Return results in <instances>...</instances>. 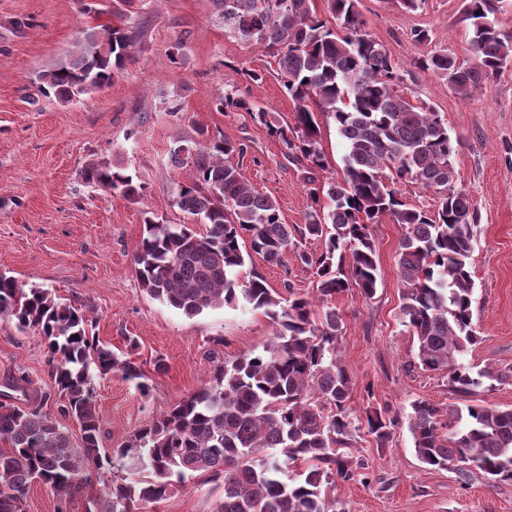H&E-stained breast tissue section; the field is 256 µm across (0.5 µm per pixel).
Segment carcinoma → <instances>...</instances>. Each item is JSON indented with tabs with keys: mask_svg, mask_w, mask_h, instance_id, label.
I'll use <instances>...</instances> for the list:
<instances>
[{
	"mask_svg": "<svg viewBox=\"0 0 512 512\" xmlns=\"http://www.w3.org/2000/svg\"><path fill=\"white\" fill-rule=\"evenodd\" d=\"M214 3L226 28L272 51L295 105L294 124H275L244 99L222 96L216 107L251 113L297 160L307 161L312 205L304 223L286 224L277 202L232 162L234 143L179 140L169 161L178 168L192 165L194 178L181 186L176 205L205 230L145 218L134 270L148 296L188 317L242 298L263 310L276 332L262 347L216 365L199 391L103 454L94 380L112 371L140 380L142 372L89 335L83 308L1 271L0 318L43 336L63 404L49 414L38 403L22 407L13 396L0 395V512H25L26 491L36 481L65 505L116 466L127 473L99 479L102 487L86 497L85 512H144L197 476L223 483L217 512H348L333 497V486L354 477L349 449L355 435L362 430L385 448L394 420L370 406L353 413L351 380L336 358L343 318L332 298L353 289L366 298L375 295L379 271L371 225L386 214L403 231L400 319L415 338L422 370L446 375L453 392L466 396L487 381L512 379L511 368L475 372L461 362L479 339L469 262L477 212L454 186L457 147L447 122L396 93L397 65L364 33L356 0H330L335 30L312 11L310 0ZM464 3L474 62L433 54L422 65L467 97L512 61V34L499 29L495 0ZM134 52L128 30L88 28L35 80L43 94L70 101L110 84ZM320 114L333 120L346 146L342 176L324 181L315 177V170L327 167ZM81 176L129 198L140 195L133 177L110 163L92 162ZM403 181L432 191L435 209L407 206L396 188ZM309 239L323 241L320 253L302 249ZM290 249L313 270L314 296L290 287L284 298L262 278L241 276L252 256L277 265ZM462 411L426 400L411 403L408 427L420 462L454 471L463 485L479 478L490 486L512 482V407L469 405L463 427ZM64 419L79 425V439ZM292 465L299 468L297 477L283 480Z\"/></svg>",
	"mask_w": 512,
	"mask_h": 512,
	"instance_id": "cac0c4a2",
	"label": "carcinoma"
}]
</instances>
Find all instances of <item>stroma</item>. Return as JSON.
Here are the masks:
<instances>
[{
	"instance_id": "stroma-1",
	"label": "stroma",
	"mask_w": 512,
	"mask_h": 512,
	"mask_svg": "<svg viewBox=\"0 0 512 512\" xmlns=\"http://www.w3.org/2000/svg\"><path fill=\"white\" fill-rule=\"evenodd\" d=\"M356 8L365 33L397 63L399 93L440 112L459 141L456 185L478 214L470 264L472 318L481 336L463 361L477 369L512 367V64L488 87L460 98L421 61L441 53L472 62L464 0H422L413 11L397 0H357ZM105 23L138 32L134 60L110 85L76 100L43 95L36 72L72 50L79 31ZM418 30L428 40L416 41ZM252 71L263 75L262 83L249 79ZM224 94L256 102L280 124L294 121L274 58L263 44L226 29L213 0H0V272L84 306L94 336L144 373V392L118 372L96 378L102 451L198 391L216 364L262 346L275 332L244 301L186 317L146 295L133 268L146 216L169 224L190 220L175 197L194 171L172 167L168 156L176 138H195L200 128L240 145L235 161L242 176L275 198L285 223H303L311 205L304 164L248 112L217 111L215 100ZM100 161L132 175L140 196L81 180L80 170ZM372 235L375 295L353 290L333 300L344 322L339 354L352 381L351 406L387 409L396 426L384 448L357 434L356 475L337 481V500L348 512H512V483L465 486L451 470L417 458L407 420L413 401L508 408L512 380L466 401L446 378L414 364L415 341L400 320L402 229L386 216ZM247 270L282 294L315 292L312 270L290 252L277 266L254 258ZM24 378L45 394L44 412L55 413L43 337L0 319V391ZM223 495L218 483L192 478L147 510L215 512Z\"/></svg>"
}]
</instances>
